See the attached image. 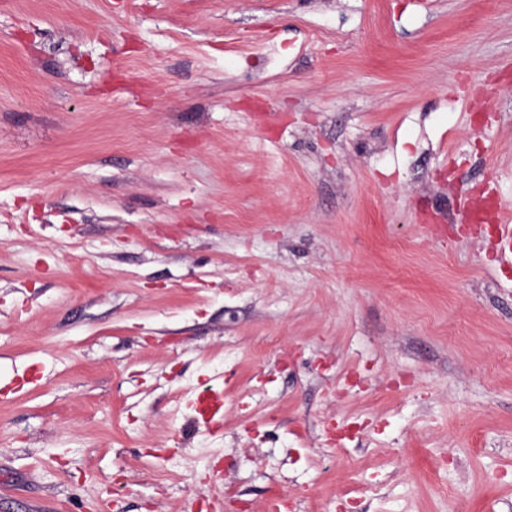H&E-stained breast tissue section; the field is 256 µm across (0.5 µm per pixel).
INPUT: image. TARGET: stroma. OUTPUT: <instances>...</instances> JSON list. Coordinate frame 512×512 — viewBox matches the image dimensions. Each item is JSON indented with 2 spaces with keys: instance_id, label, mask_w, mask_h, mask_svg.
<instances>
[{
  "instance_id": "obj_1",
  "label": "stroma",
  "mask_w": 512,
  "mask_h": 512,
  "mask_svg": "<svg viewBox=\"0 0 512 512\" xmlns=\"http://www.w3.org/2000/svg\"><path fill=\"white\" fill-rule=\"evenodd\" d=\"M478 191L512 0H0V512H512ZM223 408L224 387H210L205 395L198 397L197 412L207 425L216 422V417L221 413Z\"/></svg>"
}]
</instances>
